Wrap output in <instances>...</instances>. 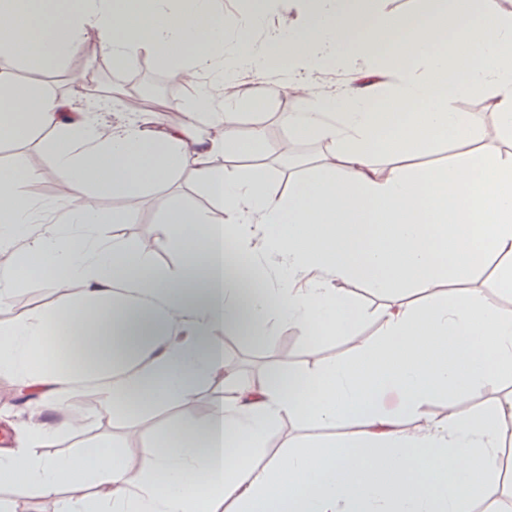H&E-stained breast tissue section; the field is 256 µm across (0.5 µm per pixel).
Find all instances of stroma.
<instances>
[{
  "label": "stroma",
  "mask_w": 512,
  "mask_h": 512,
  "mask_svg": "<svg viewBox=\"0 0 512 512\" xmlns=\"http://www.w3.org/2000/svg\"><path fill=\"white\" fill-rule=\"evenodd\" d=\"M212 6L224 15L225 38L230 43L244 36L261 46L272 30H298L310 22L309 15L301 9L297 0H268L263 20L247 29L237 24L242 14V0H213ZM168 69L165 61L148 54L138 55L130 65L119 68L113 64L109 54L104 53L91 63L67 58L58 69L41 75L40 81L57 90L89 77L95 83L107 85L114 101L107 108L94 111L93 117L103 124L124 126L130 122L131 116L116 103L115 98L127 93L125 81L134 70L139 72L141 82H152L158 87L157 94L145 101L149 112L182 111L191 91L172 84ZM239 82L244 86L237 96L241 103V131H248L255 123L265 125L273 121L287 126L289 113L297 109L296 101L283 95L257 96L251 87L253 79L249 75H242ZM48 138L47 132L39 131L33 135L23 132L15 137L0 139V166L40 172V179L31 185L30 190L36 198L45 201L55 199L58 182L52 159L45 148ZM223 164L226 171L239 176L265 172L270 189L275 193L287 191L289 185L303 174L302 169L288 167L287 163L277 161L268 154L249 158L229 156ZM162 196L173 203L204 209L215 219L221 215L220 207L210 201L197 172L191 168L177 171L167 182L145 185L133 200L101 193L97 196V204L107 212H130V219L115 225L114 231L127 242L138 243L161 236L163 217L158 199ZM340 286L352 303L349 318L353 331L361 336L378 334L380 323L377 314L380 310L406 304L415 298L411 291L396 297L380 294L363 280H344ZM56 297L51 280L31 278L27 287L18 289L7 304L0 305V323L8 324L17 314L51 306ZM229 338L234 344L230 354L238 364L235 375L240 379L261 377L267 367L278 364L277 350L286 343L292 346L287 364L293 368L322 367L354 354L347 337L326 336L314 344L292 325L277 319L271 320L263 339L235 331L230 332ZM223 387V379H211L199 386L190 406L168 404L139 415L106 411L95 395L77 390L67 398L63 409H51L44 413L43 418L52 427L55 438L50 445L41 448L40 453L44 456L65 454L102 439L118 445L130 463H138L142 443L135 433L136 428L199 424L210 414L214 399ZM2 395L6 396L7 402L0 404V446L15 444L18 431L25 428L35 404L33 397L21 393L15 379L0 376ZM82 495V490L68 488L58 497L44 498L23 484L0 477V499L14 506L23 501L34 502L37 512H59L64 499Z\"/></svg>",
  "instance_id": "1"
}]
</instances>
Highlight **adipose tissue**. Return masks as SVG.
I'll return each instance as SVG.
<instances>
[{"label": "adipose tissue", "mask_w": 512, "mask_h": 512, "mask_svg": "<svg viewBox=\"0 0 512 512\" xmlns=\"http://www.w3.org/2000/svg\"><path fill=\"white\" fill-rule=\"evenodd\" d=\"M434 2L420 17L380 11L376 0H303L319 37L278 31L258 48L247 39L226 43L224 18L209 0H0L1 60L47 72L77 53L93 58L105 49L121 66L146 53L197 90L179 126L145 118L111 128L79 107L85 88L20 90L0 71V135L23 126L53 132L49 150L63 183L54 204L79 228L49 224L29 239L46 210L27 188L36 176L0 167V250L15 253L0 304L46 268L60 292L51 307L0 324V374L56 406L95 379L102 407L122 414L190 405L199 383L222 370V329L259 333L275 316L311 339L342 334L355 347L350 360L322 368L250 384L225 379L205 422L141 429L138 464L106 443L39 455L53 433L38 428L27 446L0 448V474L44 496L72 480L93 488L65 512H218L227 503L233 512H472L475 489L458 460L480 461L492 482L506 411L467 414L452 398L512 376V309L460 284L475 273L470 255L479 243L512 287V152L480 150L487 133L468 104L488 97L497 134L512 139V13L497 0ZM335 50L346 67L394 59L400 84L375 99L353 86L328 96L288 82L302 93L292 131L333 152L280 195L265 174L228 173L226 154L268 145L259 127L237 136L227 84L243 73L264 77L284 55L311 68ZM201 112L213 117L205 137L195 129ZM448 138L470 147L445 166L376 168L381 155L428 151ZM185 167L201 173L222 214L215 221L162 202L163 243L181 257L162 270L150 245L107 235L119 217L103 213L94 194L130 199ZM259 224L267 231L257 254ZM268 257L277 267L264 280L257 270ZM345 279L389 294L414 289L421 300L380 311L379 333L357 336L351 303L336 287ZM76 282L84 286L77 296L69 292ZM76 319L83 331L53 347L54 325ZM390 394L399 400L394 412L384 407ZM438 398L449 402L442 423L427 415ZM285 417L326 426L354 418L360 427L343 440L287 442L279 457L260 461Z\"/></svg>", "instance_id": "ef3b65f1"}]
</instances>
